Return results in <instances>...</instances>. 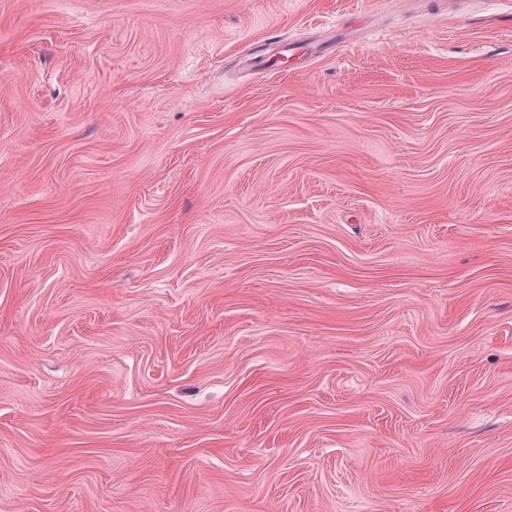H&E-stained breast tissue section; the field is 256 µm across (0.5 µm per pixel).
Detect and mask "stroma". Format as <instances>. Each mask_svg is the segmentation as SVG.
<instances>
[{
	"mask_svg": "<svg viewBox=\"0 0 512 512\" xmlns=\"http://www.w3.org/2000/svg\"><path fill=\"white\" fill-rule=\"evenodd\" d=\"M0 512H512V0H0Z\"/></svg>",
	"mask_w": 512,
	"mask_h": 512,
	"instance_id": "obj_1",
	"label": "stroma"
}]
</instances>
